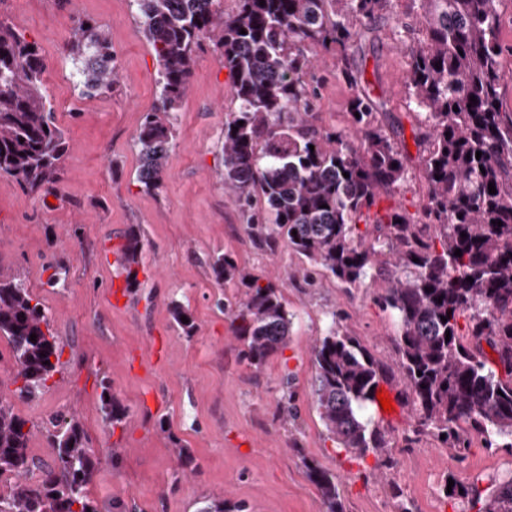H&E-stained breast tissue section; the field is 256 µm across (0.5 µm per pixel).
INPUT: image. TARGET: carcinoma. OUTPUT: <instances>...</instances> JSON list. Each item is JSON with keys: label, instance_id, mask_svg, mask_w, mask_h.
<instances>
[{"label": "carcinoma", "instance_id": "1", "mask_svg": "<svg viewBox=\"0 0 512 512\" xmlns=\"http://www.w3.org/2000/svg\"><path fill=\"white\" fill-rule=\"evenodd\" d=\"M134 2L159 63L158 103L136 137L137 182L147 191L162 185L173 112L194 73V46L211 38L232 79L224 189L246 217L251 237L272 251L284 241L349 287L384 277L376 300L399 321L395 344L416 433L443 435L444 443L461 448L464 423L489 447L512 439V112L501 101L498 0H418L423 37L407 46L404 76L408 107L423 117L415 139L423 146L417 162L427 200L418 217L400 206L378 209L381 194L405 180L410 157L396 133L379 122L384 102L362 81L350 53L377 21L399 23L393 0H265L263 6L237 0L228 14L221 0ZM68 48L81 95L112 92L119 70L107 31L81 21ZM317 48L338 53V76L352 91L346 133L316 124L318 94L307 76ZM63 153L40 48L0 22V173L37 189L58 180ZM258 196L265 202L261 210L255 209ZM140 249L141 239L130 234L122 247L123 272L133 282ZM385 251L388 270L377 261ZM212 270L216 280L244 286L241 296L224 303V313L244 343L243 357L263 366L288 345L291 319L282 289L260 284L226 254L216 257ZM464 314L465 335L458 324ZM172 318L186 333L194 330L189 309L174 306ZM0 337L13 352L12 394L33 399L49 389L61 341L45 308L20 282H0ZM485 345L500 371L487 367ZM312 362L313 395L328 438L356 459L382 455L388 443L362 410L373 402L384 365L334 327L315 340ZM101 385L105 418L115 427L124 412L112 401L110 384ZM27 424L0 394V484L6 486L0 512H97L88 485L99 459L81 423L72 417L52 425L55 458L45 466L29 453ZM309 474L326 512H345L336 475L318 466ZM449 496L467 500L477 512H512V477L485 494L455 485Z\"/></svg>", "mask_w": 512, "mask_h": 512}]
</instances>
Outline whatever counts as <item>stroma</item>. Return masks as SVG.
<instances>
[{
	"label": "stroma",
	"instance_id": "1",
	"mask_svg": "<svg viewBox=\"0 0 512 512\" xmlns=\"http://www.w3.org/2000/svg\"><path fill=\"white\" fill-rule=\"evenodd\" d=\"M399 25L379 23L353 48L364 81L384 102V124L416 153L420 118L407 106L400 79L409 58L403 45L414 19L411 0H394ZM91 19L110 33L119 65L112 94L81 96L66 44L73 27ZM0 21L36 41L44 82L63 131L66 153L57 182L30 190L0 174V280H18L48 311L63 344L46 392L13 398L31 427L29 451L52 463L51 420L77 417L101 460L88 486L99 512L113 501L137 512H197L206 500L245 504V512H325L309 476L315 464L340 482L346 512H469L448 496L447 482L487 489L512 477V448L486 445L467 433L451 448L430 434L413 435L416 417L404 395L394 342L398 321L374 300L372 288H347L312 269L287 245H256L224 190V119L232 107L229 71L214 44L195 48L191 86L174 114L175 140L162 186L136 180L135 141L145 112L158 99V62L134 0H0ZM335 53L318 51V125L348 131L349 87L336 77ZM427 183L420 169L383 195L381 207L419 214ZM141 236L138 282L128 285L120 247ZM229 254L261 282L283 288L292 316L287 347L262 368L242 359L222 300L240 293L217 281L214 257ZM188 307L195 328L173 321L174 304ZM355 337L392 377L395 409L371 418L389 440L393 467L358 460L328 439L314 402L311 350L330 327ZM292 376L294 398L283 409L281 381ZM124 411L110 426L101 378Z\"/></svg>",
	"mask_w": 512,
	"mask_h": 512
}]
</instances>
